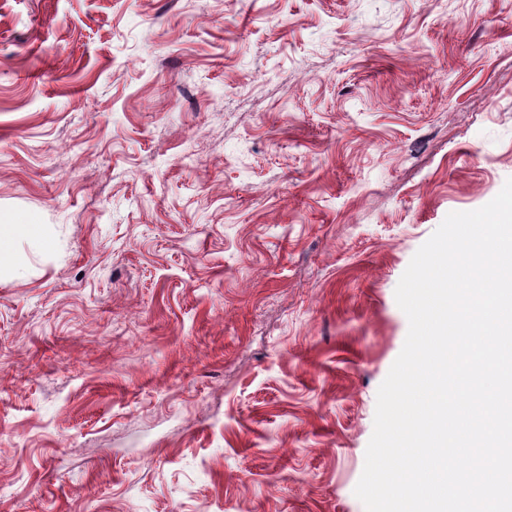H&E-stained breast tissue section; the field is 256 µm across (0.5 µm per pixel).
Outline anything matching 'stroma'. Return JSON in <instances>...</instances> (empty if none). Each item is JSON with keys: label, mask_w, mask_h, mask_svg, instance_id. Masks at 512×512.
<instances>
[{"label": "stroma", "mask_w": 512, "mask_h": 512, "mask_svg": "<svg viewBox=\"0 0 512 512\" xmlns=\"http://www.w3.org/2000/svg\"><path fill=\"white\" fill-rule=\"evenodd\" d=\"M512 178V0H0V512H365L448 213ZM37 224H16L5 223L0 224V267L10 262L11 254L5 252L4 246L15 241L19 237H35L37 235Z\"/></svg>", "instance_id": "35a3bbf8"}]
</instances>
